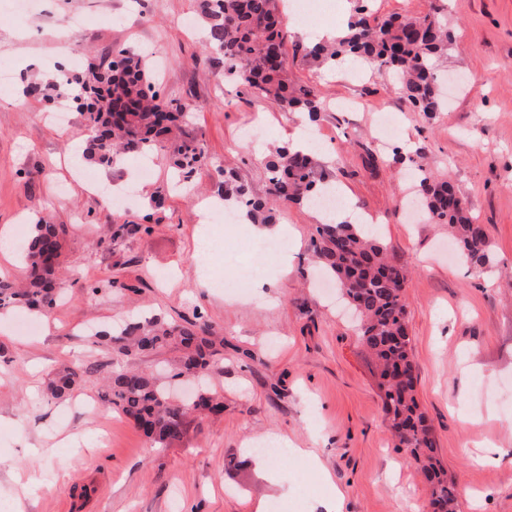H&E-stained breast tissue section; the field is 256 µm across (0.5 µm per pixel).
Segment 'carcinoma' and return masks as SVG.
Segmentation results:
<instances>
[{"label":"carcinoma","mask_w":512,"mask_h":512,"mask_svg":"<svg viewBox=\"0 0 512 512\" xmlns=\"http://www.w3.org/2000/svg\"><path fill=\"white\" fill-rule=\"evenodd\" d=\"M209 46L224 57V78L240 88L276 101L285 112L324 111L323 100L307 85L286 78L285 37L276 0H200ZM367 0H356L346 30L330 43L296 47L303 57L330 68L361 61L379 74L396 78L402 98L415 112L431 118L447 107L439 86L440 62L448 56L453 34L443 0H432L424 15L401 20L389 17L374 25ZM24 98L69 101L81 114L88 131L90 157L108 166L121 151L150 159L164 150V136L179 127L186 108L160 99L151 67L138 55L117 49L105 62L85 71L60 64L51 81L26 84ZM205 156L199 142L177 149L174 165L190 179ZM269 191L265 199L252 196L244 185L224 182V203L244 210L253 223H272V204L315 200L328 174L318 154L278 148L267 164ZM428 220L446 224L464 262L480 272L489 262L486 234L472 218L466 201L446 180L423 164L413 172ZM312 249L336 277L341 298L353 309L358 333L380 369V388L391 428L419 466L428 483L430 502L437 512H457V496L448 472L438 458L425 414L416 398L415 363L408 333L404 288L407 270L388 258L386 244L368 224L346 221L320 224ZM66 229L41 218L23 249L26 284L15 288L0 280V310L24 308L48 315L56 305L62 278V249ZM102 341L117 354L135 357L174 346L182 355L174 377L193 372L204 378L219 360L224 338L212 335L197 317L183 324L151 317L105 331ZM85 370L65 367L46 385V396L69 395ZM112 408L126 415L151 442L165 445L181 438L186 420L204 421L224 412V403L205 387L191 400L177 402L154 374L138 370L112 372L103 393Z\"/></svg>","instance_id":"obj_1"}]
</instances>
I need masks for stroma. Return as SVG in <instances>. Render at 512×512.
<instances>
[{
	"label": "stroma",
	"mask_w": 512,
	"mask_h": 512,
	"mask_svg": "<svg viewBox=\"0 0 512 512\" xmlns=\"http://www.w3.org/2000/svg\"><path fill=\"white\" fill-rule=\"evenodd\" d=\"M446 3L455 34L448 67L469 80L432 118L411 111L389 77L330 71L293 53L294 44L341 27L353 0H339L337 14L314 11L288 24L289 81L331 105H355L312 122L225 82L224 59L197 23L198 0H37L27 15L0 0V71L11 73L0 83V230L27 235L40 217L67 229L66 290L51 316L14 310L0 321V512H250L260 499L281 512H332V485L343 495L341 512H424L429 490L391 436L372 356L332 276L311 257L323 214L279 205L276 223L293 232L275 257L244 222L199 221L198 201L218 200L224 173L266 196L270 151L305 135L355 215L374 218L375 234L410 272L417 398L459 512H512V0ZM76 16L81 25L69 28ZM65 41L84 63L116 48L146 57L159 96L187 106L167 157L153 160L151 178L133 195L125 189L140 165L135 154L110 168L87 160L79 112L59 125L43 102L22 96L19 60L38 61L31 75L44 77ZM383 112L395 116L393 146L403 160L372 170L363 157ZM258 123L266 136L243 141ZM189 141L203 143L206 158L178 188L169 157ZM416 163L448 179L483 225L491 250L483 272L449 250L447 225L411 222L404 175ZM91 176L112 199L94 193ZM158 191L157 208L150 197ZM127 221L137 233H117ZM242 273L270 279L269 294L218 287ZM198 314L224 338V357L208 377L224 415L189 419L180 439L159 447L100 395L121 368L171 375L179 350L127 359L96 333L116 322ZM72 363L91 374L69 396L43 398L49 378ZM270 433L299 449L277 466L274 485L250 451ZM489 442L502 453L483 465Z\"/></svg>",
	"instance_id": "obj_1"
}]
</instances>
